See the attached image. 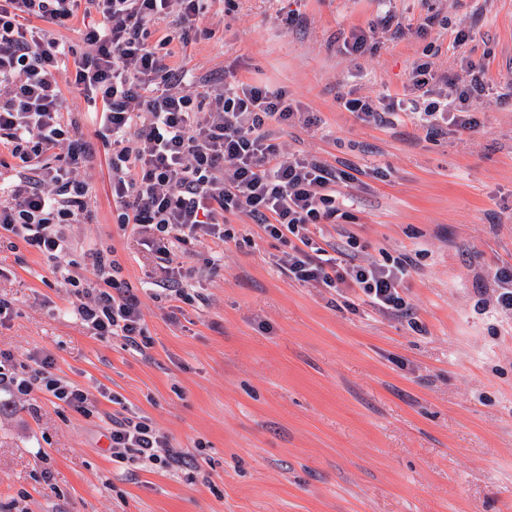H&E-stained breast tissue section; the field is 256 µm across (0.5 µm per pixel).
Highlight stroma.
Segmentation results:
<instances>
[{"instance_id": "stroma-1", "label": "stroma", "mask_w": 512, "mask_h": 512, "mask_svg": "<svg viewBox=\"0 0 512 512\" xmlns=\"http://www.w3.org/2000/svg\"><path fill=\"white\" fill-rule=\"evenodd\" d=\"M388 25L404 35L344 49L352 32ZM172 49L170 67L284 86L314 112L316 125L276 142L349 172L324 233L359 264L411 257L407 312L290 279L277 264L287 243L243 215L228 217L224 245H186L163 265L116 224L110 149L83 93L65 87L95 149L92 219L70 232L115 248L148 345L91 336L52 262L0 241L13 307L0 349L50 355L98 407L86 418L40 393H0V505L23 493L28 512H512V311L496 278L512 268V0H210ZM420 60L458 83L485 72L477 130L430 136L411 114L373 125L340 107L349 92L411 99ZM200 252L217 259L199 283L208 304L158 296L166 269L189 271ZM118 401L199 473L113 462Z\"/></svg>"}]
</instances>
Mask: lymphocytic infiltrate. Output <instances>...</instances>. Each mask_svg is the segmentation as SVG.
<instances>
[{"mask_svg": "<svg viewBox=\"0 0 512 512\" xmlns=\"http://www.w3.org/2000/svg\"><path fill=\"white\" fill-rule=\"evenodd\" d=\"M206 2L0 0V146L19 168L0 201V234L21 239L53 263L93 336H119L134 347L144 340L141 301L119 280L114 248L84 250L67 233L90 217L91 187L82 172L93 157L64 115L69 84L83 90L97 135L111 148L110 189L121 229L148 238L165 255L175 244L231 239L224 220L242 214L287 240L277 263L289 277L342 286L379 310L403 312L400 289L410 257L341 264L314 239L338 214L336 175L317 158L282 156L273 142L284 128L314 125L313 113L286 88L236 79L205 85L193 96L184 89L187 72L166 66L163 48L184 39L187 27L204 17ZM172 15L175 28L150 44V25ZM80 17L87 50L70 71L64 65L69 48L55 31ZM410 82L427 133L448 125L461 132L478 128L472 105L485 90L483 71L471 72L460 86L423 61L414 64ZM0 391L14 397L41 392L85 417L97 411L79 385L55 373L47 355L20 360L0 351ZM111 422L113 461L133 470L185 467V458L167 452V437L147 418L123 409Z\"/></svg>", "mask_w": 512, "mask_h": 512, "instance_id": "1", "label": "lymphocytic infiltrate"}]
</instances>
